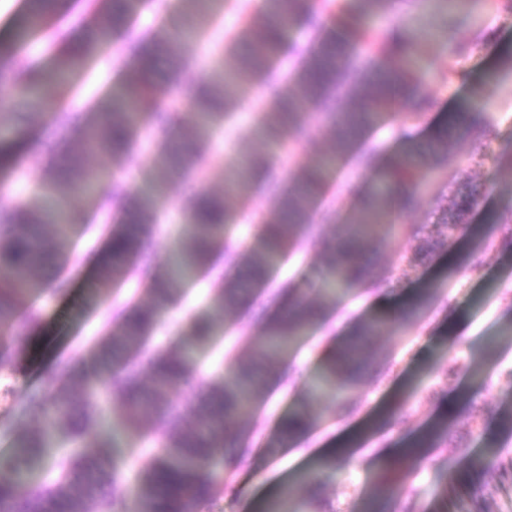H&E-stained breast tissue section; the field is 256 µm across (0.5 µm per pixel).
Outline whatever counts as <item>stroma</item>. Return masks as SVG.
I'll list each match as a JSON object with an SVG mask.
<instances>
[{"mask_svg":"<svg viewBox=\"0 0 512 512\" xmlns=\"http://www.w3.org/2000/svg\"><path fill=\"white\" fill-rule=\"evenodd\" d=\"M243 18L238 0H224L223 11L207 29L186 40L182 87L223 73L225 48ZM409 18L416 26L435 33L422 47L418 74L431 107L411 122L412 137L426 140L435 119L447 118L461 99L473 105L478 127L464 138L449 136L447 153L435 168L424 173L417 208L404 213L390 228L376 256L377 269L387 275V283L380 289L348 296L340 304H328L327 309L331 320L346 324L378 316L372 300L380 292L410 300L427 290L432 295L431 305L422 319L388 321L386 331L375 337L374 345L388 363L356 388L352 411L343 410L332 398L313 401L311 412L317 423L300 448L270 449L278 418L305 399L309 380L318 369L328 338L325 329L313 331L291 358L289 388H269L260 396L257 410L244 425L253 453L235 481L216 490L210 512H263L286 486L293 487L295 499L301 503L315 484L321 485L329 512H359L362 499L386 465L380 450L387 438L379 437L356 449L355 464L341 466L330 476L317 470L314 462L329 455L342 436L358 434L383 411L392 418V435L405 443L438 422H447L452 438L466 433L469 423H476L475 433L467 434V444L471 456L485 461L480 486L488 512H512V469L505 465L512 458V432L498 420L502 411L512 407V382L504 376L505 370L512 369V250L501 246L504 237L512 236V10L492 6L490 0H425L420 6L401 0L391 20L401 25ZM122 49V43L110 42L88 65L66 95L69 107L90 111L122 80L123 70L117 62ZM254 92V85L239 87L243 109L214 135L221 161L207 167L206 182L212 189H223L225 169L234 163L239 144L260 152L269 148L256 133L251 104ZM306 120L308 125L300 139L276 151L282 175L314 162L330 144L329 132L321 127L317 114L308 112ZM154 155L153 137L145 131L124 161L116 163L96 155L90 162L103 181L118 177L147 192L156 180ZM362 182L360 173L351 167L331 180L323 197L333 220L322 225V238L335 237L336 226L351 212ZM465 182L479 186L480 199L464 218V232L423 264L410 265L416 246L411 228L438 223L442 206ZM186 193L183 184L170 186L165 193L166 221L151 247L158 262H165L175 249L184 228ZM230 203L237 216L231 232L241 241L248 240L254 225L269 217L272 210L271 199L244 178L239 180ZM78 206L89 229L74 236L71 262L65 269L73 286L64 296L31 297V304L43 312L44 325L36 334L22 331L16 337L25 354L0 390V462L11 460L16 437L37 423L28 410L29 395L48 377L60 376L74 356L89 355L106 310L143 290L133 279L118 292L106 283L98 294L89 293L87 283L100 278L98 258L106 235L95 201L82 199ZM223 272V266H216L212 275L189 285L182 305L165 315L157 342L183 331L188 316L205 306L216 276ZM228 320V325L216 327L219 343L197 351L199 378L176 395L177 410L191 405L205 379L222 373L225 352L247 353L260 334L259 324L244 312L233 313ZM459 328L469 332L470 339L464 346L449 348L448 338ZM452 358L462 366L453 377L448 374ZM404 401L410 410L401 418L397 411ZM108 425L124 442L138 445L136 454L124 458V492L131 499L135 496L132 476L148 464L153 449L151 444L138 443L134 429L124 426L120 409H110ZM460 465L456 449L445 448L423 459L408 482L392 489L388 497L396 503L414 497L426 512H447L452 506L446 498L449 476Z\"/></svg>","mask_w":512,"mask_h":512,"instance_id":"1","label":"stroma"}]
</instances>
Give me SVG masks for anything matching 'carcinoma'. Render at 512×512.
I'll return each mask as SVG.
<instances>
[{
  "label": "carcinoma",
  "mask_w": 512,
  "mask_h": 512,
  "mask_svg": "<svg viewBox=\"0 0 512 512\" xmlns=\"http://www.w3.org/2000/svg\"><path fill=\"white\" fill-rule=\"evenodd\" d=\"M400 0H344L340 13L356 25L340 23L326 29L318 24L307 0H264V10L247 13L242 27L226 47L224 76L198 82L185 98L158 96L157 65L166 58L171 68L166 87L178 83L182 60L178 38L158 31L135 42L124 61L119 86L99 101L89 118L64 107L62 89L71 85L109 41L110 33H129L131 19L143 0H84L89 22L79 44L47 25V19L63 11L69 0H28L27 12L15 40L0 43V81H9L24 101L51 114L43 133L30 137L20 127L0 139V186L16 172L19 160L35 156L44 160L43 193L34 200H17L0 209V372L14 368L21 351L12 329L21 324L35 330L42 324L39 310L27 304L34 295L65 292L67 281L47 277L49 268L68 261L65 243L82 227V213L74 200L94 194L109 225L112 251L99 261L101 277L121 288L134 275H144L149 301L130 298L109 313L96 342L94 366L78 357L63 369L66 377H54L28 397L30 411L41 424L19 436L9 473H0V512H204L218 485L231 482L248 460L250 448L238 447L241 438L235 420L246 415L270 379L282 376L290 350L325 317V307L310 301L298 288L288 285L272 296L291 302L287 314L261 311L257 320L263 331L250 347V355H225L224 373L205 383L197 405L185 415L172 411L179 389L191 383L198 365L194 353L217 343L215 323L228 313L253 303L266 294L273 272L290 251L317 236L312 213L321 191L340 164L353 157L361 168L373 166L382 149L367 144L369 131L388 117L395 98L403 96L412 111L405 119L429 107L415 63L421 36L409 33L394 52L387 36L371 33L364 22L392 15ZM222 0H181V17L189 28L202 27L217 14ZM306 26L314 39L305 48L288 43L290 31ZM44 42L53 52L51 66L21 56L28 43ZM290 53L300 55L291 84L257 108L261 137L286 146L303 129L304 111L322 112L330 127L331 145L312 166L296 169L280 178L273 157L240 146L241 165L218 194L198 186L185 205L188 229L167 265H154L147 244L154 239L161 216L159 201L167 186L203 177L213 151V132L224 126L243 106L237 95L244 84L270 82L276 63ZM402 72V84L391 79L387 61ZM150 128L158 141L154 192H131L115 179L104 184L89 155L109 156L120 162L136 148L139 133ZM468 136L474 131L466 112L447 125L433 129L427 144H409L401 158L377 169L365 182L358 206L340 225L336 245L323 247L322 292L346 293L375 286L383 278L362 258L376 252L381 231L391 218V186L404 188L403 209L419 202L418 184L423 170L436 164L448 148V131ZM259 185L274 202V216L255 225L247 241L230 234L234 214L228 206L237 178ZM461 230L459 219H445L436 234L421 240L420 250L432 252L451 243ZM224 258L228 273L212 289L208 306L186 321L187 331L153 349L139 368L141 354L154 338L164 315L175 308L186 286L207 271L216 258ZM429 306L428 298L415 300L400 315L419 320ZM381 318L356 320L336 347L321 360L312 396L334 394L341 405L351 406L347 394L374 365L368 339L385 329ZM105 393L123 411L126 423L138 437L154 443L156 452L135 476L136 494L128 502L122 485L120 445L104 435L90 453H65L46 465L45 451L59 439L79 440L99 424L102 415L97 397ZM310 400L280 416L277 446H292L312 430L316 419ZM447 424L432 428L405 448L404 464L384 472L380 484L406 479L421 454H436L448 447ZM41 470L42 481L31 484L28 473ZM457 512H485L481 488L472 486L456 503Z\"/></svg>",
  "instance_id": "obj_1"
}]
</instances>
